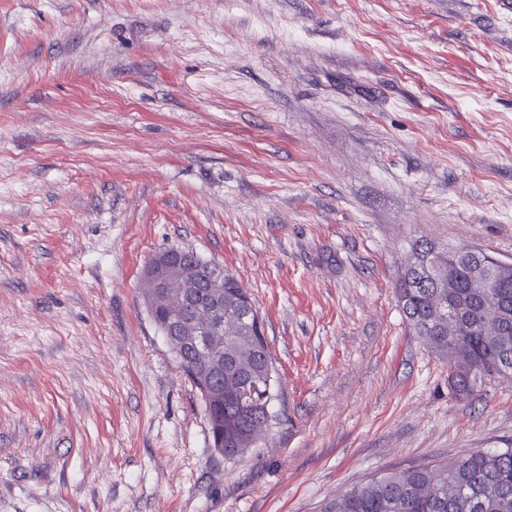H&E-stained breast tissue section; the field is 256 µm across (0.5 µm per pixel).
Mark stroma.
<instances>
[{
  "label": "stroma",
  "instance_id": "1",
  "mask_svg": "<svg viewBox=\"0 0 512 512\" xmlns=\"http://www.w3.org/2000/svg\"><path fill=\"white\" fill-rule=\"evenodd\" d=\"M512 260V0H0V512H321L512 447L396 288L417 240ZM223 265L277 373L245 453L143 301Z\"/></svg>",
  "mask_w": 512,
  "mask_h": 512
}]
</instances>
